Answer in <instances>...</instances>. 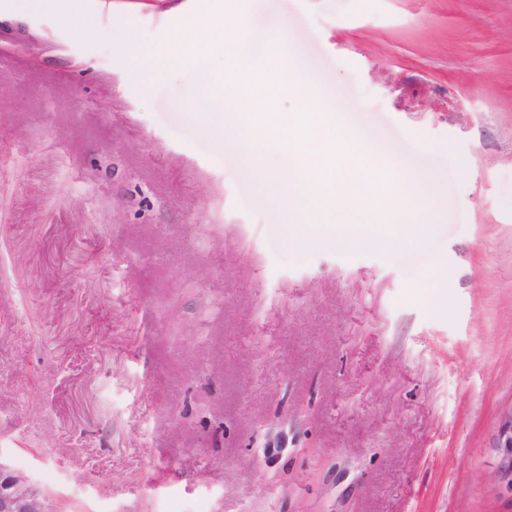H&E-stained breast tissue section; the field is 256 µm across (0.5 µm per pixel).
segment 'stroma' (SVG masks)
Listing matches in <instances>:
<instances>
[{
    "mask_svg": "<svg viewBox=\"0 0 512 512\" xmlns=\"http://www.w3.org/2000/svg\"><path fill=\"white\" fill-rule=\"evenodd\" d=\"M237 6L431 181L430 234L297 241L186 109L221 61L154 71L217 0L0 19V462L57 512H512V0ZM489 450L493 459L491 482L512 503V404L500 410Z\"/></svg>",
    "mask_w": 512,
    "mask_h": 512,
    "instance_id": "1",
    "label": "stroma"
}]
</instances>
